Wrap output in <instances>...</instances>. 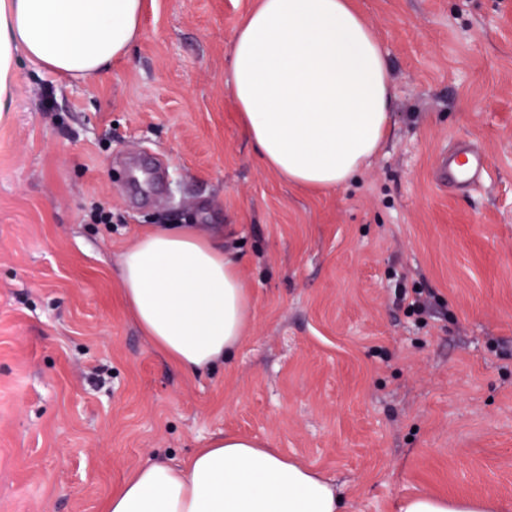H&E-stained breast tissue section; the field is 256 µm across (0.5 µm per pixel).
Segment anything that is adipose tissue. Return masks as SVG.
<instances>
[{
  "mask_svg": "<svg viewBox=\"0 0 512 512\" xmlns=\"http://www.w3.org/2000/svg\"><path fill=\"white\" fill-rule=\"evenodd\" d=\"M143 0H0V112L18 62L91 80L127 57ZM242 130L269 171L314 191L346 184L383 146L393 98L371 25L352 0H257L233 38ZM128 309L152 345L194 372L228 359L253 317L233 253L192 227L141 235L118 259ZM106 512H343L333 482L268 444L212 438L177 466L149 461ZM400 512H501L486 499L419 495Z\"/></svg>",
  "mask_w": 512,
  "mask_h": 512,
  "instance_id": "obj_1",
  "label": "adipose tissue"
}]
</instances>
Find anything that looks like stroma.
<instances>
[{"label": "stroma", "instance_id": "35a3bbf8", "mask_svg": "<svg viewBox=\"0 0 512 512\" xmlns=\"http://www.w3.org/2000/svg\"><path fill=\"white\" fill-rule=\"evenodd\" d=\"M256 2L144 0L130 54L92 81L20 61L0 112V512H104L140 464L225 433L319 470L346 512L423 493L512 512V0H355L392 128L325 192L242 133L230 46ZM462 141L489 168L457 190L436 172ZM167 224L222 227L253 295L239 349L199 373L119 285V254Z\"/></svg>", "mask_w": 512, "mask_h": 512}]
</instances>
